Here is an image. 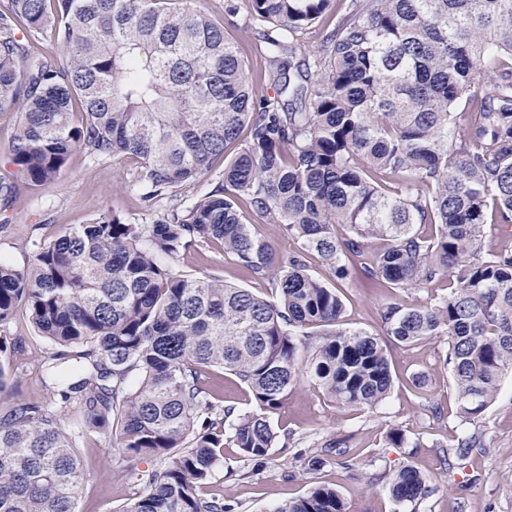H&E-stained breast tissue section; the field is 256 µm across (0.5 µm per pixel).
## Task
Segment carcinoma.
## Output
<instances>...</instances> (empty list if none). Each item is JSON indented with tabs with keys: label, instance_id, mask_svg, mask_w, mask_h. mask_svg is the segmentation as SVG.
Wrapping results in <instances>:
<instances>
[{
	"label": "carcinoma",
	"instance_id": "obj_1",
	"mask_svg": "<svg viewBox=\"0 0 512 512\" xmlns=\"http://www.w3.org/2000/svg\"><path fill=\"white\" fill-rule=\"evenodd\" d=\"M192 2L0 0V116L18 126L3 197L56 178L77 149L136 159L149 202L221 178L151 224L103 212L34 244L32 267L0 262V328L25 307L52 346L41 369L54 391L0 411V512H76L77 448L92 434L156 462L131 474L140 492L120 512H228L200 494L225 436L265 459L280 441L272 415L301 381L341 406L379 405L387 349L342 327L343 295L309 273L308 254L371 290L448 282L423 305H386L381 321L395 345L445 338L461 422L477 425L512 373V249L482 247L489 225L512 224V0H350L311 51L295 35L334 0H247L249 21L269 28L275 98L257 94L237 42ZM297 55L306 71L292 76ZM254 220L282 225L300 251L278 258ZM371 239L386 242L375 256ZM212 242L256 277L277 273V302L158 260ZM22 348L0 335V385ZM210 366L248 387L253 411L210 399ZM348 441L311 442L310 469ZM482 447L475 429L452 453ZM389 493L418 512L430 489L405 464ZM275 512L346 507L315 485Z\"/></svg>",
	"mask_w": 512,
	"mask_h": 512
}]
</instances>
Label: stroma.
Masks as SVG:
<instances>
[{
    "instance_id": "obj_1",
    "label": "stroma",
    "mask_w": 512,
    "mask_h": 512,
    "mask_svg": "<svg viewBox=\"0 0 512 512\" xmlns=\"http://www.w3.org/2000/svg\"><path fill=\"white\" fill-rule=\"evenodd\" d=\"M236 14H228L227 4ZM198 8L216 21H233L231 31L261 93L273 95L269 63L261 29H248L246 0H196ZM136 163L122 155L97 160L75 151L61 176L17 195L0 212V261L17 268L34 261L31 240L49 241L93 216L108 211L137 224H149L165 214L171 203H145L134 179ZM174 273L195 277L210 275L238 285L259 297L275 300L272 279L252 277L232 255L217 245L186 251L172 262ZM441 283L428 289L366 290L344 284V323L351 329L380 332V310L386 302L423 304L439 294ZM9 332L25 339L14 357L13 375L0 405L16 400L45 401L51 393L40 366L50 351L48 342L35 334L24 309H17ZM444 340L427 341L410 348L388 350L393 383L388 397L375 409L346 408L332 402L321 388L301 383L274 417L279 431L290 433L284 448L273 449L261 465L244 460L233 445L224 448V463L204 486V494L223 496L230 512H273L274 508L304 496L312 486L327 485L340 493L347 512H395L388 483L406 463L427 475L431 494L419 512H512V379H504L481 421L485 448L463 464L452 467L443 456L463 428L450 372L443 363ZM422 378L423 389L413 381ZM202 380L215 402L244 412L253 401L246 386L230 372L209 368ZM397 428L403 445L388 443L386 435ZM333 434L351 438L348 465L327 464L308 470L312 440ZM87 478L77 494V512H119L139 491L122 463V451L104 436L86 438L79 446Z\"/></svg>"
}]
</instances>
